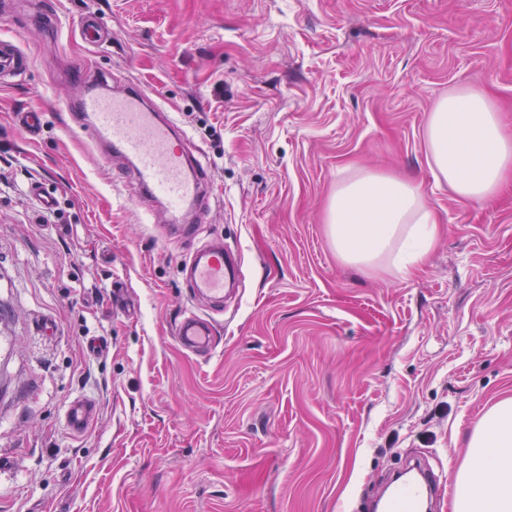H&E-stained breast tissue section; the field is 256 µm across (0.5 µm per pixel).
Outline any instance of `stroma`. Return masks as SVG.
Returning <instances> with one entry per match:
<instances>
[{
  "label": "stroma",
  "instance_id": "stroma-1",
  "mask_svg": "<svg viewBox=\"0 0 512 512\" xmlns=\"http://www.w3.org/2000/svg\"><path fill=\"white\" fill-rule=\"evenodd\" d=\"M89 12L100 46L56 33ZM1 35L32 68L0 79V512H368L406 459L464 462L512 396V183L458 200L425 127L473 86L512 130V0H0ZM82 70L185 131L202 222L138 206L133 164L87 142ZM359 169L420 184L437 217L409 275L336 255L328 203ZM216 241L244 277L194 356L175 328L212 305L182 265ZM79 395L97 419L75 436ZM45 112H15L14 125L32 136H37L45 123ZM96 402L85 396H77L68 404L64 424L73 435L84 433L95 420Z\"/></svg>",
  "mask_w": 512,
  "mask_h": 512
}]
</instances>
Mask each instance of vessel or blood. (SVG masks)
<instances>
[{
	"instance_id": "1",
	"label": "vessel or blood",
	"mask_w": 512,
	"mask_h": 512,
	"mask_svg": "<svg viewBox=\"0 0 512 512\" xmlns=\"http://www.w3.org/2000/svg\"><path fill=\"white\" fill-rule=\"evenodd\" d=\"M78 35L87 45L104 40L107 31L93 14L85 16ZM32 61L11 37L0 39V73L24 77ZM82 128L92 143L112 145L131 161L138 174L141 191L162 199L171 213L198 200L208 175L204 169L190 166L184 143L175 132L172 119L160 107L148 102L141 91L122 95H98L81 92ZM238 267L224 256V249L212 245L197 251L188 264V278L195 295L222 304L225 289L235 287ZM183 348L207 352L213 346L214 323L195 312H184L176 327ZM97 413L94 400L78 396L68 404L64 424L71 434L84 433ZM443 484L433 482L426 470L416 467L410 479L401 481L396 492L381 506V512H423L426 505L444 492Z\"/></svg>"
}]
</instances>
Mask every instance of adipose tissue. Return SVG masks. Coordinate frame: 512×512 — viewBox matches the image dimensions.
Here are the masks:
<instances>
[{"instance_id": "adipose-tissue-1", "label": "adipose tissue", "mask_w": 512, "mask_h": 512, "mask_svg": "<svg viewBox=\"0 0 512 512\" xmlns=\"http://www.w3.org/2000/svg\"><path fill=\"white\" fill-rule=\"evenodd\" d=\"M425 140L432 169L460 200L491 199L512 173V138L477 88L442 98L429 115ZM326 224L342 262L363 269L384 263L403 275L426 261L437 236L419 185L367 169L337 183ZM448 474L454 512H512V397L485 413L464 462Z\"/></svg>"}]
</instances>
